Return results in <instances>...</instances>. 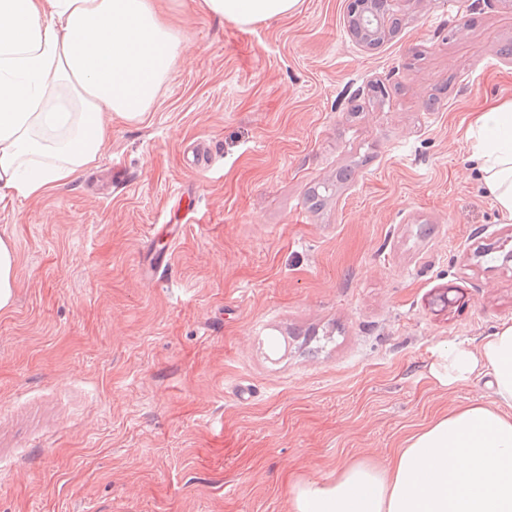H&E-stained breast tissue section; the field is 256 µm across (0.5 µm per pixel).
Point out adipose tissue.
Wrapping results in <instances>:
<instances>
[{
  "label": "adipose tissue",
  "instance_id": "ef3b65f1",
  "mask_svg": "<svg viewBox=\"0 0 512 512\" xmlns=\"http://www.w3.org/2000/svg\"><path fill=\"white\" fill-rule=\"evenodd\" d=\"M298 0H201L238 23ZM181 50L157 0H0V203L46 194L96 162L105 115L149 110ZM473 156L512 221V103L480 113ZM440 386L489 377L495 406L471 404L413 436L384 465L345 464L307 481L294 512H512V324L479 348L457 343L429 368Z\"/></svg>",
  "mask_w": 512,
  "mask_h": 512
}]
</instances>
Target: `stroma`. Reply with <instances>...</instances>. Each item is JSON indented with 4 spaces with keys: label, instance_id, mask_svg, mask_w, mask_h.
<instances>
[{
    "label": "stroma",
    "instance_id": "35a3bbf8",
    "mask_svg": "<svg viewBox=\"0 0 512 512\" xmlns=\"http://www.w3.org/2000/svg\"><path fill=\"white\" fill-rule=\"evenodd\" d=\"M353 6L239 24L173 0L149 111L0 205V512H293L298 484L493 402L428 367L512 324V263L475 255L512 223L468 138L512 101V0H392L374 47ZM16 255L10 243L0 238V310L7 309L14 297Z\"/></svg>",
    "mask_w": 512,
    "mask_h": 512
}]
</instances>
